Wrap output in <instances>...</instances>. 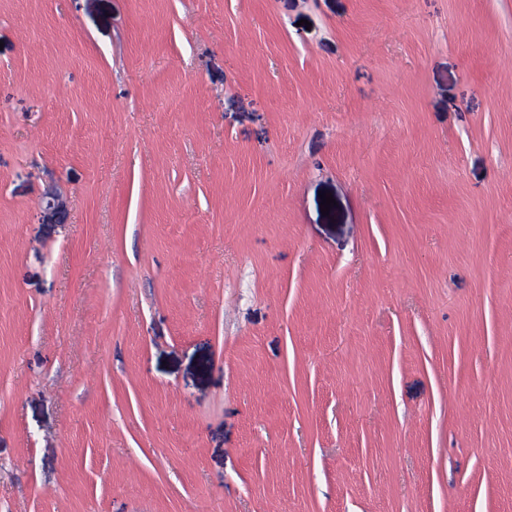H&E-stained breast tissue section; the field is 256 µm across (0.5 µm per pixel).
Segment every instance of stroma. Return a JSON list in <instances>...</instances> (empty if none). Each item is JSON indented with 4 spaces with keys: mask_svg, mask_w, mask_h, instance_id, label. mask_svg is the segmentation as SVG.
I'll use <instances>...</instances> for the list:
<instances>
[{
    "mask_svg": "<svg viewBox=\"0 0 512 512\" xmlns=\"http://www.w3.org/2000/svg\"><path fill=\"white\" fill-rule=\"evenodd\" d=\"M0 512H512V0H0Z\"/></svg>",
    "mask_w": 512,
    "mask_h": 512,
    "instance_id": "1",
    "label": "stroma"
}]
</instances>
